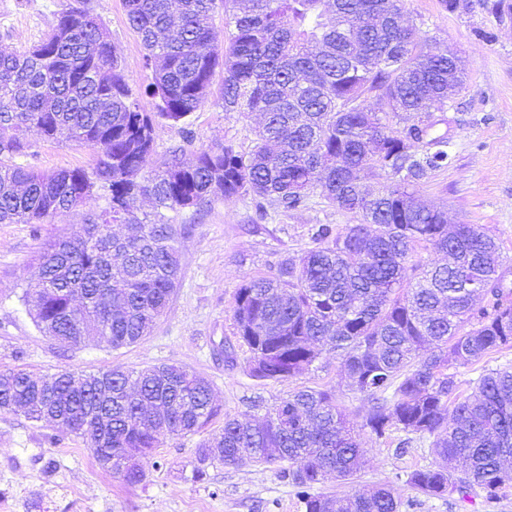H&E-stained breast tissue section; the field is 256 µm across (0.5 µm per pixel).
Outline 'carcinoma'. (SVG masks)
<instances>
[{"label":"carcinoma","instance_id":"cac0c4a2","mask_svg":"<svg viewBox=\"0 0 512 512\" xmlns=\"http://www.w3.org/2000/svg\"><path fill=\"white\" fill-rule=\"evenodd\" d=\"M226 0H125L152 70L157 111L143 112L87 0L61 11L44 39L22 54L0 52V224H37L60 211L97 207L79 239H58L38 257L36 284L23 303L40 332L67 348L94 336L114 349L148 335L181 277L185 226L166 212L211 198L250 196L298 210L318 193L359 222L337 231L320 224L315 246L286 257L271 277L236 289L237 335L252 353L251 372L283 382L308 370L328 346L351 386L370 403L350 421L331 389H304L268 409L259 424L225 417L223 432L201 442L196 477L210 467L286 462L305 512H401L387 485L347 497L318 485L360 469L358 430L397 429L432 437L436 462L408 475L419 493L465 495L477 486L493 500L512 484V366L483 374L448 407L456 370L512 346V281L494 237L475 224L448 230V213L420 207L410 187L448 167V136L424 118L448 107V73L465 85V67L448 47L398 21L401 0H248L224 18L227 44L210 25ZM227 112H258L263 123L245 154L226 145L176 156L147 169L156 126L183 122L212 94ZM371 96L377 108L361 99ZM403 123L393 128L390 120ZM90 148L95 165L36 172L15 163L30 148L25 133ZM421 152L411 151L412 144ZM377 168L376 192L362 173ZM104 198L102 207L96 206ZM149 198L154 212L137 216ZM135 224L137 234L109 233ZM448 254L445 265L409 264L419 246ZM472 283L484 285L477 293ZM35 376L0 370V407L33 421L58 420L70 432L112 449L128 485L168 435L202 432L219 415L204 377L175 365Z\"/></svg>","mask_w":512,"mask_h":512}]
</instances>
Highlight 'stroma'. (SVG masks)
I'll use <instances>...</instances> for the list:
<instances>
[{
	"mask_svg": "<svg viewBox=\"0 0 512 512\" xmlns=\"http://www.w3.org/2000/svg\"><path fill=\"white\" fill-rule=\"evenodd\" d=\"M70 2L0 0V50L27 51L51 31ZM89 7L106 27L141 110L155 111L152 73L144 66L141 37L128 22L124 0H89ZM402 19L456 50L468 72L465 90L447 111L431 115L448 134L452 163L414 185V197L447 210L449 224L482 225L512 269V19L498 20L477 2L452 12L444 0H402ZM260 122V114L225 111L218 96H209L184 127L158 125L148 166H162L174 154L189 162L199 149L217 143L249 152ZM28 139L29 155L17 159L22 166L50 172L94 163L92 150L77 143L33 133ZM265 210L259 220L252 197L219 196L200 208L169 212L172 223L187 227L180 284L150 335L119 349L94 339L76 349L62 347L38 331L20 300L23 288L35 280L36 257L45 244L82 235L91 210L59 212L39 224H0V369L82 375L176 364L209 381L222 412L204 435L165 438L145 466L146 479L131 486L103 471L89 441L65 426L0 411V512H304L276 463L217 467L204 480L193 477L199 443L219 435L225 417L257 418L262 409L305 387L334 390L337 404L354 421L368 406L329 349L308 371L284 382L253 377L245 346L236 345L234 363L225 362L221 344L234 342L233 298L244 277L271 275L280 259L301 256L312 247L318 225L340 230L356 221L316 194L302 210L271 202ZM360 438V471L348 481L326 480L323 492L348 496L388 484L403 501L402 512H512V486L492 503L478 488L463 500L414 490L408 474L435 462L429 438L395 430L380 437L367 429Z\"/></svg>",
	"mask_w": 512,
	"mask_h": 512,
	"instance_id": "obj_1",
	"label": "stroma"
}]
</instances>
